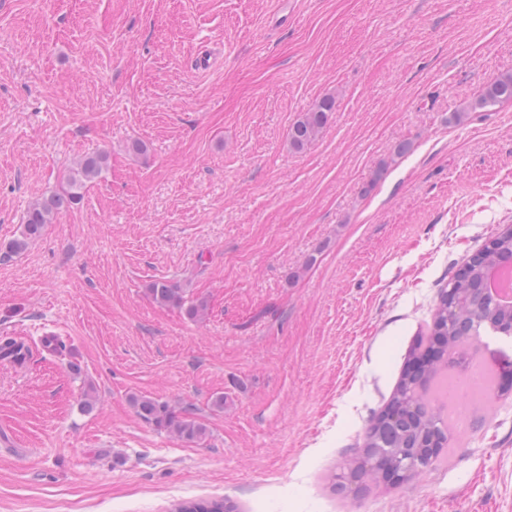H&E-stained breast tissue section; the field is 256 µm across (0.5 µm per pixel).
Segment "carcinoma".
Here are the masks:
<instances>
[{"label":"carcinoma","mask_w":512,"mask_h":512,"mask_svg":"<svg viewBox=\"0 0 512 512\" xmlns=\"http://www.w3.org/2000/svg\"><path fill=\"white\" fill-rule=\"evenodd\" d=\"M503 104L512 105V72L499 75L484 85L467 109L488 111ZM336 100L325 96L303 113L290 127V146L303 150L313 143L335 111ZM105 150L86 154L69 167L60 188L33 201L24 216L18 238L8 243L11 253H21L42 236L46 225L62 211L77 204L87 187L96 182L107 168ZM501 266H512V228L504 230L473 254L454 272L447 289L438 295L427 333L409 351V358L419 361L418 370L401 373L390 400L372 418L367 429L363 454L347 463L348 477L356 483L377 485L383 473L407 467L411 473L426 468L441 458L426 448L430 437L448 433V422L441 417L434 391L443 389L438 379L450 367L467 369L476 348L459 341L461 336H479L481 331H495V326L512 322V305L494 302L487 291L490 274ZM148 295L160 305L175 306L196 319L206 310L202 300L188 302L181 289L167 281H155ZM29 354L24 341L0 342V360L22 363ZM136 415L143 421L164 429L183 441L199 442L206 428L193 417L176 412L165 401L145 396L131 397ZM238 506L225 499L190 500L176 505L173 512H237Z\"/></svg>","instance_id":"1"}]
</instances>
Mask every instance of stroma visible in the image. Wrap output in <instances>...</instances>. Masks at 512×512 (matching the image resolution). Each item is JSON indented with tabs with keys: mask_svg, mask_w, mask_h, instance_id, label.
Returning a JSON list of instances; mask_svg holds the SVG:
<instances>
[{
	"mask_svg": "<svg viewBox=\"0 0 512 512\" xmlns=\"http://www.w3.org/2000/svg\"><path fill=\"white\" fill-rule=\"evenodd\" d=\"M510 71L512 0H0V338L30 346L0 360V512H512V391L450 424L440 464L336 484L441 288L512 225V106L464 110ZM98 149L80 203L7 253ZM335 105V98L325 96L308 112H304L290 127V146L300 151L313 143L328 124L331 112L335 111ZM109 154L105 150L86 154L69 167L58 191L33 201L24 216L18 238L8 243L10 253H21L42 236L46 224H52L62 211L77 204L87 187L96 182L107 168ZM148 295L160 305L175 306L184 310L185 314L196 319L206 310V303L203 300L187 302L181 292V288L167 281H155L147 288ZM131 405L143 421L168 431L183 441L199 442L207 434L206 428L192 416L176 412L165 401L145 396H132ZM229 500L211 499V500H190L176 505L173 512H238V506Z\"/></svg>",
	"mask_w": 512,
	"mask_h": 512,
	"instance_id": "35a3bbf8",
	"label": "stroma"
}]
</instances>
